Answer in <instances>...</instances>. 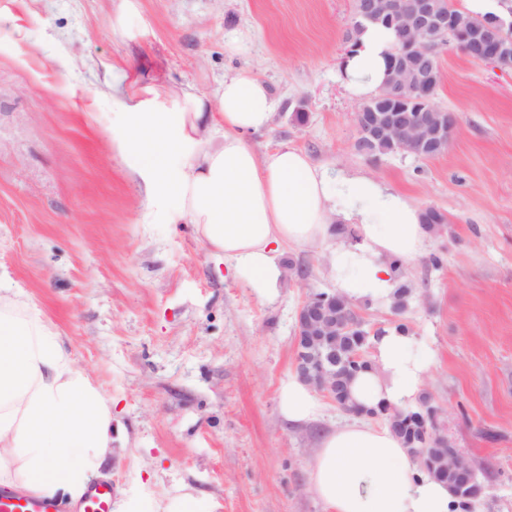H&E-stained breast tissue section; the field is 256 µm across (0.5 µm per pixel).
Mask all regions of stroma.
<instances>
[{"mask_svg":"<svg viewBox=\"0 0 512 512\" xmlns=\"http://www.w3.org/2000/svg\"><path fill=\"white\" fill-rule=\"evenodd\" d=\"M353 21V0H0V284L111 400L114 503L187 492L213 512H326L309 468L348 415L324 397L318 424L290 426L278 390L299 305L336 289L328 244L285 247L307 275L265 295L117 147L127 113L175 111L246 69L278 103L243 135L256 153L286 144L446 216L426 248L443 265L403 268L405 317L433 354L422 392L443 433L485 469V512H512V69L437 49L434 103L458 118L447 149L374 163L339 72Z\"/></svg>","mask_w":512,"mask_h":512,"instance_id":"stroma-1","label":"stroma"}]
</instances>
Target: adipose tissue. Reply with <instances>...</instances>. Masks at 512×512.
Instances as JSON below:
<instances>
[{
    "label": "adipose tissue",
    "mask_w": 512,
    "mask_h": 512,
    "mask_svg": "<svg viewBox=\"0 0 512 512\" xmlns=\"http://www.w3.org/2000/svg\"><path fill=\"white\" fill-rule=\"evenodd\" d=\"M393 31L363 30L342 60L349 93L364 98L385 78ZM277 107L252 71L226 77L215 99L183 95L175 112H133L121 148L155 174L151 190L168 193L176 213L195 224L203 243L265 294L282 276L280 248L331 241L329 274L347 300L390 303L392 261L421 256L430 234L422 209L384 183L362 175H330L302 151L280 145L256 154L246 132L268 127ZM222 125L219 142L203 134ZM198 149L176 175L167 161L185 141ZM354 224L358 241L338 238L333 223ZM373 368L350 385L367 409L413 404L432 354L411 333L373 341ZM280 413L311 424L321 407L298 376L279 388ZM112 403L78 368L54 325L30 310L17 289H0V484L77 502L112 453ZM314 496L328 512H482L477 500L417 474L402 441L386 427L356 419L325 431L309 470Z\"/></svg>",
    "instance_id": "adipose-tissue-1"
}]
</instances>
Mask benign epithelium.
<instances>
[{"label": "benign epithelium", "instance_id": "1", "mask_svg": "<svg viewBox=\"0 0 512 512\" xmlns=\"http://www.w3.org/2000/svg\"><path fill=\"white\" fill-rule=\"evenodd\" d=\"M357 14L368 21L388 18L397 26L402 47L392 58L383 83L396 100L411 101L435 88L439 66L434 53L424 47L423 40L436 30H451L455 40L465 46L488 45L492 51L477 61L512 68V44L505 40L498 28L487 23L478 25L464 13H457L450 19L443 17L436 12L432 0H357ZM451 118L455 115L431 107L419 122L410 125L399 113L385 111L365 101L355 113L356 146H362L368 139L395 140L413 147V155L429 157L448 146V134L453 132ZM339 297L337 292L317 294L298 307L294 325L296 347L312 346L336 335L338 330L346 332L350 329L347 320L336 323ZM295 373L301 380L308 381L312 390L336 401V377L323 368L310 374L297 365ZM438 463L441 469L457 474H467L472 468L471 462L460 451L441 452Z\"/></svg>", "mask_w": 512, "mask_h": 512}]
</instances>
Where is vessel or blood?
Listing matches in <instances>:
<instances>
[{
    "mask_svg": "<svg viewBox=\"0 0 512 512\" xmlns=\"http://www.w3.org/2000/svg\"><path fill=\"white\" fill-rule=\"evenodd\" d=\"M0 512H112V486L105 481L92 485L75 511L54 498L0 488Z\"/></svg>",
    "mask_w": 512,
    "mask_h": 512,
    "instance_id": "b4317fda",
    "label": "vessel or blood"
}]
</instances>
